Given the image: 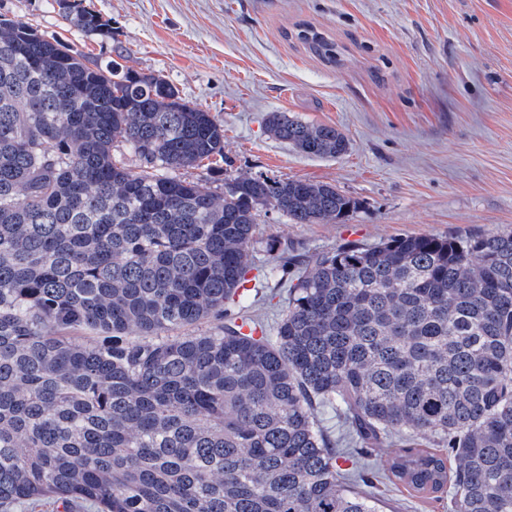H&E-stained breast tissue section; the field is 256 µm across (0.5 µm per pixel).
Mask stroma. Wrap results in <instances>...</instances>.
<instances>
[{
	"label": "stroma",
	"mask_w": 512,
	"mask_h": 512,
	"mask_svg": "<svg viewBox=\"0 0 512 512\" xmlns=\"http://www.w3.org/2000/svg\"><path fill=\"white\" fill-rule=\"evenodd\" d=\"M112 30L67 28L59 0H0V12L67 31L101 62L162 75L224 124L234 170L320 181L358 200L342 224L262 216L269 241L303 256L406 235L471 237L512 228V0H91ZM336 44L323 61L296 32ZM287 112L350 140L336 159L272 138Z\"/></svg>",
	"instance_id": "1"
}]
</instances>
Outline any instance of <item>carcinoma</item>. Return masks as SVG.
Returning <instances> with one entry per match:
<instances>
[{
	"label": "carcinoma",
	"mask_w": 512,
	"mask_h": 512,
	"mask_svg": "<svg viewBox=\"0 0 512 512\" xmlns=\"http://www.w3.org/2000/svg\"><path fill=\"white\" fill-rule=\"evenodd\" d=\"M266 127L309 157L349 148L286 112ZM223 161L224 124L162 76L0 14V512H382L386 482L444 512H512V229L321 252L271 337L244 298L261 215L343 223L359 202L185 176ZM268 252L288 279V248Z\"/></svg>",
	"instance_id": "cac0c4a2"
}]
</instances>
